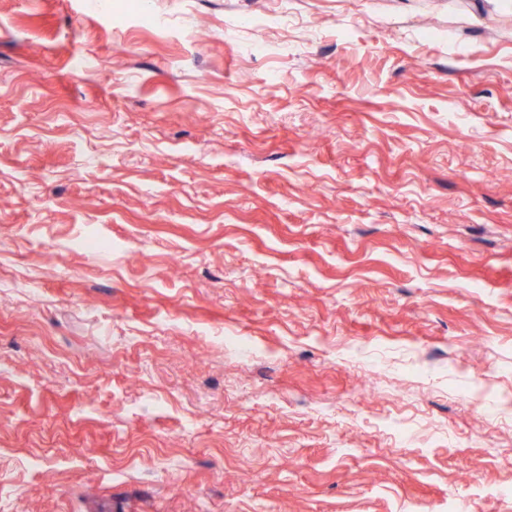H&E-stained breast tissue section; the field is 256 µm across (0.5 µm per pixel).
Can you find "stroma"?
<instances>
[{"mask_svg": "<svg viewBox=\"0 0 512 512\" xmlns=\"http://www.w3.org/2000/svg\"><path fill=\"white\" fill-rule=\"evenodd\" d=\"M107 2L0 0V512H512V0Z\"/></svg>", "mask_w": 512, "mask_h": 512, "instance_id": "stroma-1", "label": "stroma"}]
</instances>
